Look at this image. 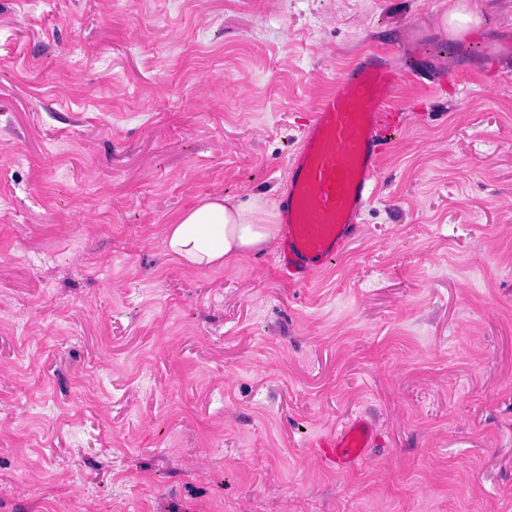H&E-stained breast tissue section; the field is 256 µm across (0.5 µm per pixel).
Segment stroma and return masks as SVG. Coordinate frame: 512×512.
<instances>
[{
	"label": "stroma",
	"instance_id": "35a3bbf8",
	"mask_svg": "<svg viewBox=\"0 0 512 512\" xmlns=\"http://www.w3.org/2000/svg\"><path fill=\"white\" fill-rule=\"evenodd\" d=\"M0 0V512H512V0ZM404 75L309 284L167 224L288 191L317 99ZM371 417L341 473L314 442ZM483 24L484 19L479 11L459 1L448 8L440 19L441 27L453 39H462L469 32L481 29Z\"/></svg>",
	"mask_w": 512,
	"mask_h": 512
}]
</instances>
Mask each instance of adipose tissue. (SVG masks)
I'll return each instance as SVG.
<instances>
[{
  "label": "adipose tissue",
  "instance_id": "adipose-tissue-1",
  "mask_svg": "<svg viewBox=\"0 0 512 512\" xmlns=\"http://www.w3.org/2000/svg\"><path fill=\"white\" fill-rule=\"evenodd\" d=\"M282 234L277 201L265 195H210L166 229L168 251L192 266L236 263L273 248Z\"/></svg>",
  "mask_w": 512,
  "mask_h": 512
}]
</instances>
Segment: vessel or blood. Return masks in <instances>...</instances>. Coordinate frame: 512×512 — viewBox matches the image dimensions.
Segmentation results:
<instances>
[{"label":"vessel or blood","mask_w":512,"mask_h":512,"mask_svg":"<svg viewBox=\"0 0 512 512\" xmlns=\"http://www.w3.org/2000/svg\"><path fill=\"white\" fill-rule=\"evenodd\" d=\"M401 81L386 59L370 55L315 105L288 162L280 262L288 282L307 284L351 239L374 196L392 127L388 107ZM376 445V426L365 417L316 442L325 465L340 472L368 461Z\"/></svg>","instance_id":"b4317fda"}]
</instances>
